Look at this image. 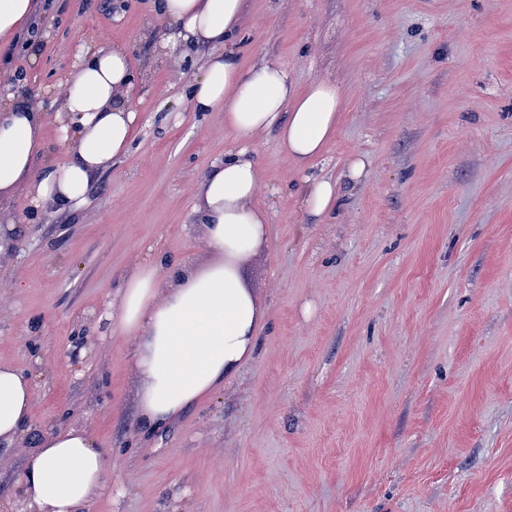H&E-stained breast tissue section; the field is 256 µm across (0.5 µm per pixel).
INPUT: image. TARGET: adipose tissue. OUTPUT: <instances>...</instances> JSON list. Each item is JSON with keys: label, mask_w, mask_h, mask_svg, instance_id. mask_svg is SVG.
<instances>
[{"label": "adipose tissue", "mask_w": 512, "mask_h": 512, "mask_svg": "<svg viewBox=\"0 0 512 512\" xmlns=\"http://www.w3.org/2000/svg\"><path fill=\"white\" fill-rule=\"evenodd\" d=\"M160 9L179 39L216 48L193 84L194 111L223 113L225 129L244 138L276 130L281 148L299 166L322 154L344 108L340 86L315 80L298 91L275 63L240 68L224 46L242 0H162ZM129 86L121 49L98 48L75 67L56 114L68 158L44 177L33 168L43 142L41 113L0 105V201L22 193L36 208L53 203L83 209L92 176L129 149L138 118L123 103ZM259 180V167L246 148L213 165L194 206L206 226L213 262L186 272L164 295L158 269L150 264L140 265L125 285L116 322L138 338V416L150 429L164 427L223 385L255 350L264 313L243 284L238 262L267 231L266 214L253 204ZM32 395L30 380L0 363V441L23 432ZM107 474L96 437L71 428L41 440L27 457L20 483L35 512H86Z\"/></svg>", "instance_id": "obj_1"}]
</instances>
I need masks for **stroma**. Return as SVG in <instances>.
<instances>
[{
	"label": "stroma",
	"instance_id": "obj_1",
	"mask_svg": "<svg viewBox=\"0 0 512 512\" xmlns=\"http://www.w3.org/2000/svg\"><path fill=\"white\" fill-rule=\"evenodd\" d=\"M35 2L0 100L45 114L36 173L65 156L54 114L82 53L126 52L138 124L80 213L49 217L22 194L8 206L0 362L34 396L25 434L0 444V512H30L26 459L67 427L111 462L88 512H512V0H243L241 67L345 92L305 171L276 131L245 139L190 110L212 48L175 40L154 0ZM245 146L269 219L239 262L265 314L256 349L152 432L137 338L111 314L142 263L168 283L210 261L194 204ZM310 176L338 181L336 212L307 213Z\"/></svg>",
	"mask_w": 512,
	"mask_h": 512
}]
</instances>
